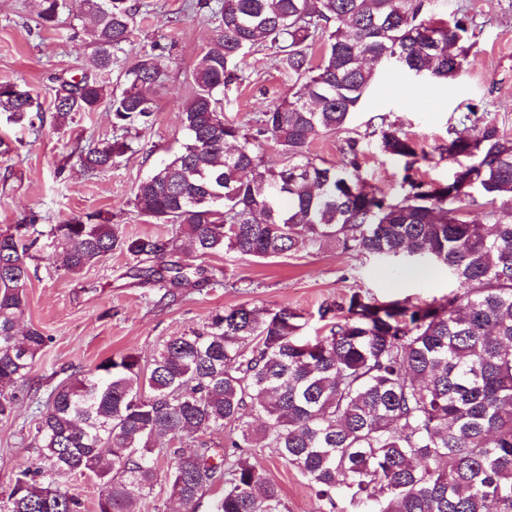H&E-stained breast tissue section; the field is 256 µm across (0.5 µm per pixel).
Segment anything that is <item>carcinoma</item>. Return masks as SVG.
<instances>
[{
	"mask_svg": "<svg viewBox=\"0 0 512 512\" xmlns=\"http://www.w3.org/2000/svg\"><path fill=\"white\" fill-rule=\"evenodd\" d=\"M53 27L66 0H39ZM104 74L130 44L132 0H83ZM219 24L191 73L179 146L134 191L136 212L171 234L126 235L101 212L44 230L19 224L0 234V417L16 405L48 337L17 330L26 308L31 250L46 237L64 270L82 273L114 251L161 260L180 238L200 256L231 250L269 258L333 243L379 259L430 262L459 290L439 302L379 301L357 292L319 308L326 333L303 338V315L247 306L216 310L171 337L148 365L108 358L55 388L39 410L34 441L43 465L17 468L0 512H87L63 487L70 476L103 482L97 512H141L166 484L184 512H288L276 483L250 462L271 448L328 512H512V138L469 112L439 154L470 159L446 184L410 174L428 153L388 115L371 135L405 161L400 190H371L360 140L349 129L379 66L404 76L453 81L464 69L467 23L432 17V0H216L199 2ZM320 55H315V46ZM274 50L295 77L288 97L246 126L224 120V87L243 80L246 51ZM110 92L97 76L62 80L61 117L107 104L115 129L151 122L160 57L144 51ZM29 91L0 84V113L22 125ZM345 135L340 165L311 153L319 136ZM281 166L271 168L265 148ZM132 150L125 139L75 149L91 173ZM486 209L490 225L468 219ZM228 431L215 448L203 437ZM167 436L162 469L152 442Z\"/></svg>",
	"mask_w": 512,
	"mask_h": 512,
	"instance_id": "cac0c4a2",
	"label": "carcinoma"
}]
</instances>
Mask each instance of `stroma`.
<instances>
[{
    "label": "stroma",
    "mask_w": 512,
    "mask_h": 512,
    "mask_svg": "<svg viewBox=\"0 0 512 512\" xmlns=\"http://www.w3.org/2000/svg\"><path fill=\"white\" fill-rule=\"evenodd\" d=\"M139 2L141 13L125 58L154 52L164 65V81L154 94L150 124L128 135L132 152L115 158L107 173L92 175L79 166L73 151L113 137L111 112L103 106L61 119L53 107L58 78L94 70L92 37L79 0H67L51 28L36 23L38 0H0V83L18 84L38 105L32 126L12 133L8 148L0 147V233L34 216L40 224H58L98 211L123 230L158 231L154 220L134 211L131 199L137 184L169 159L182 137L190 75L215 22L209 9L192 7V0ZM433 8L444 19H465L473 31L466 70L454 81L424 84L381 68L351 123L364 135L362 177L389 194L399 190L403 164L382 154L375 138L366 136L375 115L390 114L420 140L430 159L420 162L418 175L440 183L452 179L456 165L442 159L437 148L462 114L474 111L495 120L512 137V0H434ZM240 67L243 81L224 92V117L248 125L286 98L294 80L262 48L246 54ZM172 259L204 267V277L160 288L148 280L146 262L118 251L70 275L58 253L42 246L30 267L21 324L40 329L49 342L37 355L26 386L18 389L12 415L0 418V488L18 467L38 465L30 442L34 420L49 394L106 357L131 353L150 363L170 337L200 326L213 311L241 304L262 312L286 307L302 313V333L312 336L321 327L320 304L351 292L423 303L456 288L444 268L428 266V278L421 279L416 265L333 247L271 258L227 250L201 259L181 240ZM223 278L229 279V287L220 286ZM251 461L279 486L289 512H324L307 481L271 449H254Z\"/></svg>",
    "instance_id": "1"
}]
</instances>
